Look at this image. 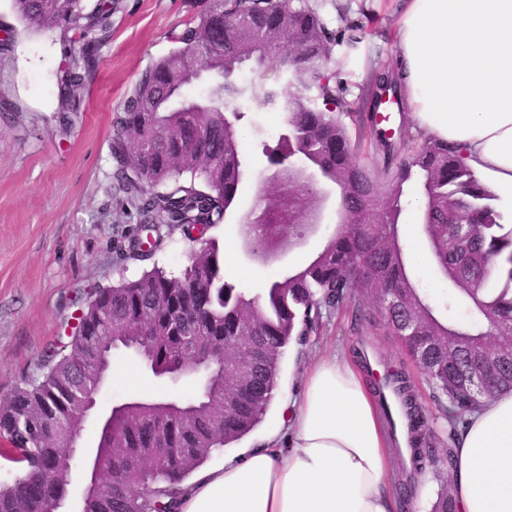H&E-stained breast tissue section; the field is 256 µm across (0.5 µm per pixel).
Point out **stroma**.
<instances>
[{"label":"stroma","mask_w":512,"mask_h":512,"mask_svg":"<svg viewBox=\"0 0 512 512\" xmlns=\"http://www.w3.org/2000/svg\"><path fill=\"white\" fill-rule=\"evenodd\" d=\"M108 38L98 48V67L88 83L80 111L68 112L58 94L65 67L62 51L76 43L77 30L34 32L17 18L11 0H0V404L17 387L42 372L46 350L63 341L74 315L89 292L122 279L138 278L159 266L180 273L189 263L191 244L179 228L164 232L152 258L128 251L136 227L134 208L113 189L112 120L138 74L168 55L173 36L196 25L209 0H115ZM333 31L351 22L361 27L360 42H337L331 67L343 81V109L350 130L362 105L372 72L396 53L397 0H311ZM347 7L338 14L337 4ZM246 174L235 212L251 210L261 181L271 171L263 144L282 133L279 115L239 103ZM322 220L314 232L281 256L262 262L246 257L234 221L208 231L224 252V278L244 288L260 287L271 277L301 264L320 251L336 229L334 186H326ZM365 344L370 362L403 361L432 431V448L444 455L448 437V398L407 361L388 330L372 292L356 295L342 308L324 314L315 333L288 344L280 360L277 384L299 383L300 374L323 353L352 359ZM193 383L157 384L132 359L112 358L109 389L103 405L131 395L187 398ZM283 412L270 403L262 420L239 441L212 456L223 462L256 446L281 427Z\"/></svg>","instance_id":"35a3bbf8"}]
</instances>
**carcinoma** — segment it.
<instances>
[{"label": "carcinoma", "mask_w": 512, "mask_h": 512, "mask_svg": "<svg viewBox=\"0 0 512 512\" xmlns=\"http://www.w3.org/2000/svg\"><path fill=\"white\" fill-rule=\"evenodd\" d=\"M11 2L31 30L80 31L84 65L66 68L60 79L68 111H80L114 0L90 8L86 0ZM175 42L140 73L113 117V178L135 201L131 248L140 239L156 248L165 226H180L191 241L196 225L225 222L246 167L241 98L279 113L286 130L275 147L262 148L275 176L259 193L260 214L238 220L239 239L260 245L253 257L265 261L301 241L321 212L323 182L336 185V209L346 222L306 263L257 289L224 280V254L210 239L178 275L155 265L90 294L63 349H49L41 376L0 407V456L19 465L14 481L0 486V512H51L65 495V486L47 487L40 474L78 428L85 395L100 385L94 348L101 356L134 346L160 373L190 360L193 336L224 343V357L213 361L216 373L194 398L141 400L114 412L111 434L98 440L110 492H89L85 512H178L189 477L262 419L290 340L305 341L323 312L361 288L373 290L406 353L448 396V424L495 393L512 391V227L505 228L498 195L475 176L462 150L432 139L415 147L405 142L406 102L392 63L372 73L357 113L359 137L374 154L367 168L352 161L348 126L329 108L344 91L327 73L336 34L307 0H230ZM271 58L288 93L237 80L243 64ZM204 75L207 96H188L186 88ZM385 93L400 116L388 133L374 116ZM412 209L436 271L452 287L439 311L418 288L399 236ZM459 309L467 321L455 319ZM478 372L491 380L482 392L472 383ZM370 384L401 471L422 469L431 434L409 378L389 368L380 379L370 376Z\"/></svg>", "instance_id": "obj_1"}]
</instances>
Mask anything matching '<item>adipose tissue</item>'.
Returning a JSON list of instances; mask_svg holds the SVG:
<instances>
[{"instance_id":"obj_1","label":"adipose tissue","mask_w":512,"mask_h":512,"mask_svg":"<svg viewBox=\"0 0 512 512\" xmlns=\"http://www.w3.org/2000/svg\"><path fill=\"white\" fill-rule=\"evenodd\" d=\"M396 28L411 120L512 203V0H402ZM279 403L286 443L199 471L179 512H398L389 436L353 366L320 355ZM451 455L458 512H512V391L467 415Z\"/></svg>"}]
</instances>
